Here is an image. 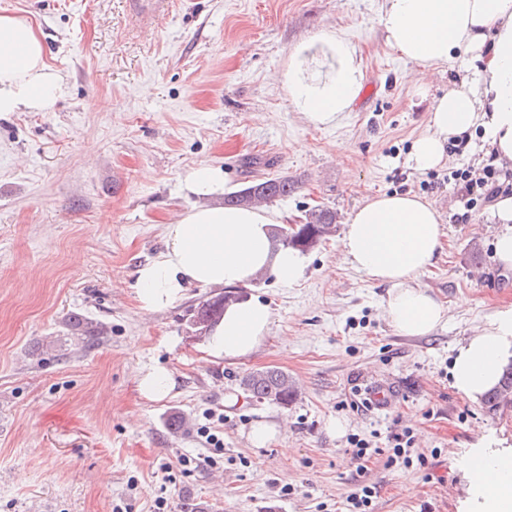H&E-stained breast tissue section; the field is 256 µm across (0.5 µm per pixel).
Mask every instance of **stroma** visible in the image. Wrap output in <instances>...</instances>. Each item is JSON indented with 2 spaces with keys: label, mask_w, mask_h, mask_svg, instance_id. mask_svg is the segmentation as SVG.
I'll list each match as a JSON object with an SVG mask.
<instances>
[{
  "label": "stroma",
  "mask_w": 512,
  "mask_h": 512,
  "mask_svg": "<svg viewBox=\"0 0 512 512\" xmlns=\"http://www.w3.org/2000/svg\"><path fill=\"white\" fill-rule=\"evenodd\" d=\"M380 0H180L137 23L128 0H0L31 22L65 93L49 112L0 114V512H349L364 485L370 512H477L467 457L487 438L512 449V405L488 413L451 385L458 342L512 305V270L493 242L488 207L468 223L448 170L482 167V134L462 155L419 173L407 164L449 68L426 90L376 24ZM343 31L361 53L370 103L330 128L291 111L275 79L295 44ZM221 167L240 191L285 177L271 209L305 223L317 209L346 226L380 193H414L442 216V247L420 282L447 310L426 336H403L383 310L386 284L337 262L341 236L306 251L293 286L266 276L243 288L269 304L270 334L255 354L213 363L190 321L212 296L190 289L168 310L140 309L137 269L164 245L165 226L197 201L191 168ZM103 329L86 342V322ZM171 370V396L150 401L135 382ZM268 367L297 386L286 406L246 398L240 381ZM389 383L383 410L360 387ZM184 416L180 430L172 413ZM223 416L224 457L199 430ZM344 430L329 431L332 421ZM277 424L266 447L251 426ZM410 432L426 465H387L391 434ZM381 447L366 466L351 438ZM190 458L183 468L182 458Z\"/></svg>",
  "instance_id": "stroma-1"
}]
</instances>
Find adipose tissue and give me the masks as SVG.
I'll return each instance as SVG.
<instances>
[{"label": "adipose tissue", "instance_id": "ef3b65f1", "mask_svg": "<svg viewBox=\"0 0 512 512\" xmlns=\"http://www.w3.org/2000/svg\"><path fill=\"white\" fill-rule=\"evenodd\" d=\"M376 23L388 46L417 65L415 83L444 67L460 82L434 99L426 131L415 139L407 162L418 172L445 160L451 137L482 130L497 164L512 168V0H382ZM288 105L316 128L336 126L353 111L365 83L357 47L339 31L297 43L279 74ZM63 94L59 72L46 61L41 38L27 21L0 13V113L47 112ZM278 213L263 206L232 208L203 204L167 225L163 249L137 270L141 310L160 312L193 287L251 284L271 274L292 286L303 277L301 257L275 249ZM438 210L415 194L366 198L349 217L340 241L343 262L387 284L385 316L403 336H425L446 320V310L420 283L442 243ZM273 322L269 305L228 307L206 339L210 360L233 361L256 353ZM512 359V306L496 311L455 348L453 387L472 401L494 388ZM483 464L474 487L481 512H512V472L503 454L476 448Z\"/></svg>", "mask_w": 512, "mask_h": 512}]
</instances>
